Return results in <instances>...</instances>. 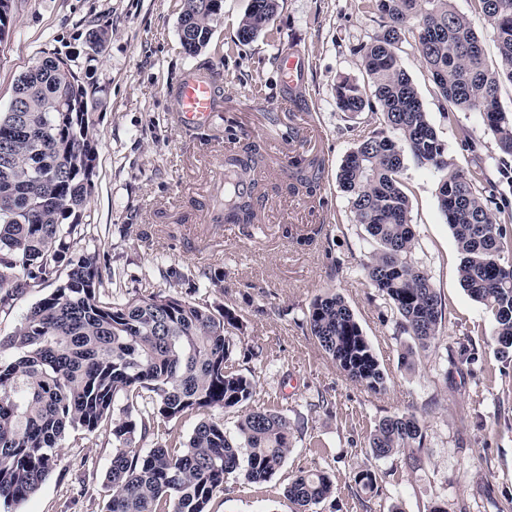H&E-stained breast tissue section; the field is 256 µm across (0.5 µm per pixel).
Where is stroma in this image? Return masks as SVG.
Wrapping results in <instances>:
<instances>
[{
	"instance_id": "stroma-1",
	"label": "stroma",
	"mask_w": 512,
	"mask_h": 512,
	"mask_svg": "<svg viewBox=\"0 0 512 512\" xmlns=\"http://www.w3.org/2000/svg\"><path fill=\"white\" fill-rule=\"evenodd\" d=\"M248 4L224 0L209 45L190 56L178 36L181 0H12V32L0 44V110L41 52H84L89 29H108L107 48L94 63L102 98L96 169L72 249L97 255L103 300L162 291L235 312L244 335L233 362L255 379V406L299 426L269 480L250 484L230 475L211 512H292L285 490L302 470L325 471L334 481L332 498L313 512H390L395 504L429 512L437 503L448 512H512V354L501 356L487 313L461 286L460 255L436 196L439 173L410 158L402 173L413 258L446 305L435 348L411 369L398 359L389 309L361 271L365 232L336 179L346 155L376 128L369 114L348 119L337 110L336 77L367 85L359 48L380 31L381 18L364 13L359 0H279L278 38L243 43L237 31ZM286 45L305 60L293 93L281 80ZM400 55L449 159L459 168L472 165L474 154L460 141L465 128L478 155L494 163L498 149L480 115L449 113L418 54L405 45ZM194 68L215 73L222 110L213 124L187 129L176 123L168 91ZM247 140L267 153L256 223H205L225 155ZM299 154L324 160L314 193L288 190L286 167ZM310 232L314 242L298 245L297 237ZM171 268L185 281L171 283ZM205 269L219 275L218 284L201 278ZM327 291L354 312L389 376L385 393L346 380L312 338L306 314ZM249 347L261 357L245 358ZM321 395L329 410L316 408ZM397 413L421 419L425 445L373 461L381 491L365 498L352 469L364 461L378 419ZM112 451L108 431H69L41 488L12 508L0 504V512H104Z\"/></svg>"
}]
</instances>
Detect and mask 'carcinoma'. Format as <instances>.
I'll list each match as a JSON object with an SVG mask.
<instances>
[{
	"mask_svg": "<svg viewBox=\"0 0 512 512\" xmlns=\"http://www.w3.org/2000/svg\"><path fill=\"white\" fill-rule=\"evenodd\" d=\"M471 2L470 17L452 0H361L364 11L383 19L361 47L372 92L348 77L336 81V108L344 116L368 110L382 126L345 157L337 181L366 232L363 274L395 314L397 334L411 339L399 353L408 367L439 339L445 304L412 259L410 199L401 179L407 156L442 173L437 199L461 255V285L489 314L501 353L512 349V260L505 259L512 233L499 205L512 173L500 167L494 180L480 161L463 170L448 160L399 54L404 43L415 50L448 111L479 113L499 152L512 156V113L500 104L502 87L512 86V0ZM278 7V0H251L239 41L273 31ZM222 11L223 0H183L179 39L187 54L209 44ZM474 16L496 45L497 68L488 63ZM108 40L104 29L88 31L84 67L43 52L0 112V304L27 288L57 284L0 341V349L14 350L12 359H0V502L9 507L40 488L58 465L69 429L92 434L107 425L114 449L105 512H208L228 475L238 472L249 483L269 479L288 457L297 427L261 407L249 409L233 435L206 417L213 408L242 407L256 394L254 380L233 369L232 335L242 329L234 313L165 293L104 302L96 258L69 254L67 238L96 168L91 63ZM264 166L253 142L224 160L233 176L255 184ZM292 166L290 189L313 192L322 161L296 159ZM224 209L236 224L256 218L254 198L235 195L229 184ZM306 325L347 378L373 392L386 389L381 364L339 295L316 297ZM193 414L201 419L186 440L145 453L136 447ZM425 438L416 414L384 416L367 438L366 454L391 458L423 447ZM352 479L357 491L377 495L379 474L369 465L354 468ZM333 493L331 476L321 470L295 476L286 490L294 512H310Z\"/></svg>",
	"mask_w": 512,
	"mask_h": 512,
	"instance_id": "carcinoma-1",
	"label": "carcinoma"
}]
</instances>
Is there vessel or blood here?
Masks as SVG:
<instances>
[{"label":"vessel or blood","mask_w":512,"mask_h":512,"mask_svg":"<svg viewBox=\"0 0 512 512\" xmlns=\"http://www.w3.org/2000/svg\"><path fill=\"white\" fill-rule=\"evenodd\" d=\"M212 73L190 72L172 91L176 103L175 118L185 128L212 124L220 110Z\"/></svg>","instance_id":"vessel-or-blood-1"}]
</instances>
